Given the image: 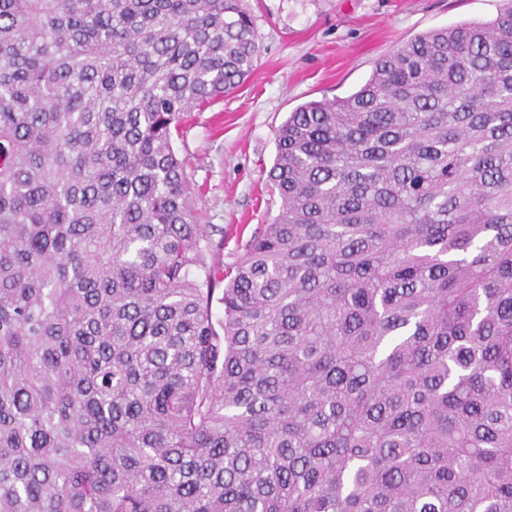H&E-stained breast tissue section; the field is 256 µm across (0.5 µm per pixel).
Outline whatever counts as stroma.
<instances>
[{"mask_svg": "<svg viewBox=\"0 0 512 512\" xmlns=\"http://www.w3.org/2000/svg\"><path fill=\"white\" fill-rule=\"evenodd\" d=\"M261 56L224 101L185 115L175 146L185 157L200 224L233 264L259 225L278 213L268 172L276 131L313 100L347 96L375 63L427 30L488 21L500 0H249Z\"/></svg>", "mask_w": 512, "mask_h": 512, "instance_id": "1", "label": "stroma"}]
</instances>
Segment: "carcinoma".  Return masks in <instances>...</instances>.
Here are the masks:
<instances>
[{
  "label": "carcinoma",
  "mask_w": 512,
  "mask_h": 512,
  "mask_svg": "<svg viewBox=\"0 0 512 512\" xmlns=\"http://www.w3.org/2000/svg\"><path fill=\"white\" fill-rule=\"evenodd\" d=\"M259 54L0 0V512H512V0L291 112L226 269L175 139Z\"/></svg>",
  "instance_id": "carcinoma-1"
}]
</instances>
